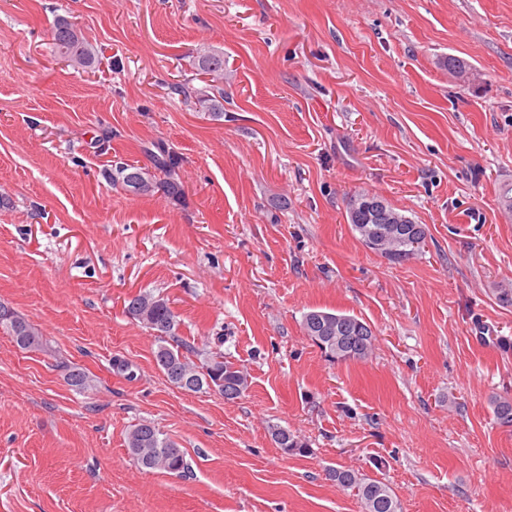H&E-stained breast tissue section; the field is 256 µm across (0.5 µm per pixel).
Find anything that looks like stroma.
I'll list each match as a JSON object with an SVG mask.
<instances>
[{"label":"stroma","mask_w":512,"mask_h":512,"mask_svg":"<svg viewBox=\"0 0 512 512\" xmlns=\"http://www.w3.org/2000/svg\"><path fill=\"white\" fill-rule=\"evenodd\" d=\"M59 15L92 68L52 54ZM206 49L219 117L181 93L208 86ZM159 143L180 198L105 180ZM511 188L512 0H0V302L47 345L0 332V512H361L336 467L403 512H512ZM361 192L427 226L417 255L361 242ZM141 292L249 390L171 384L124 309ZM314 309L364 320L371 357L328 361ZM138 423L189 472L134 464ZM199 69L202 73L211 76L210 82L217 84H210L212 90H216L218 95L224 96V89L219 85L224 83V57L215 53H204L199 57ZM216 88V89H215ZM327 475L337 486L355 492L362 512H401L400 502L387 484L349 468H331Z\"/></svg>","instance_id":"35a3bbf8"}]
</instances>
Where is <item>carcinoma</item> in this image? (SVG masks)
Instances as JSON below:
<instances>
[{"label":"carcinoma","mask_w":512,"mask_h":512,"mask_svg":"<svg viewBox=\"0 0 512 512\" xmlns=\"http://www.w3.org/2000/svg\"><path fill=\"white\" fill-rule=\"evenodd\" d=\"M50 47L55 55L69 57L71 66L75 68L88 69L95 62L94 48L65 18L57 19L51 33ZM199 69L210 76L218 95H223L224 89L220 84L224 83V57L205 53L200 56ZM179 166L178 158L161 148L156 156V168L162 177L158 178L134 165L121 164L112 171V184L138 196L161 191L169 197H176L182 191L181 183L176 178ZM360 199L361 196L357 195L349 202V223L365 246L372 250L374 238L386 222L384 214L395 211V208L381 198V209H363L358 205ZM405 228L406 231L398 236L390 249H379L377 253L397 263L413 258L425 245L427 229L412 219ZM125 309L132 318L157 332L158 336L171 339L170 343L159 345L154 354L157 366L170 383L176 386L178 377H191L195 382L194 391L198 392L209 386V381L218 379L224 386L238 387L237 397L246 393L249 388L247 371L224 361L223 353L210 352L204 355L202 361L196 362L184 355L178 344L172 343L177 338L179 320L163 296L151 292L140 293L128 300ZM302 329L324 357L332 362H363L373 350L374 336L370 326L352 315L311 310L303 316ZM0 330L11 336L13 343L23 351L44 348L41 333L29 319L1 302ZM273 434L281 440L283 453L294 455L307 452V443L290 431L276 428ZM127 448L137 465L146 470L181 474L188 469L185 452L154 425L139 423L132 426L127 434ZM327 475L337 486L355 492L362 512H401L400 502L387 484L349 468H331Z\"/></svg>","instance_id":"obj_1"}]
</instances>
